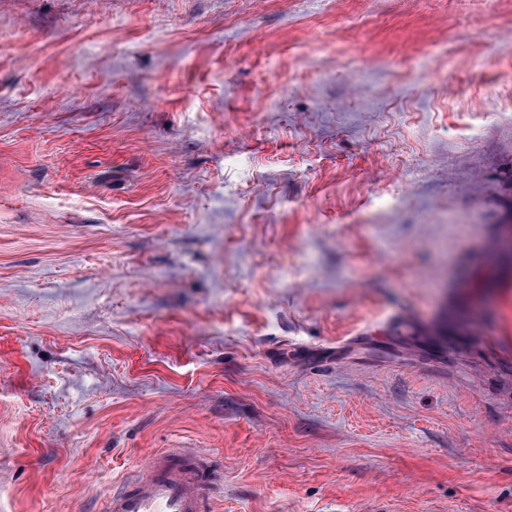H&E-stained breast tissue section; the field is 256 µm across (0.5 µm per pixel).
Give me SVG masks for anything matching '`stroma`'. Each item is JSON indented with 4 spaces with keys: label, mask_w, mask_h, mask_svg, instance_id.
<instances>
[{
    "label": "stroma",
    "mask_w": 512,
    "mask_h": 512,
    "mask_svg": "<svg viewBox=\"0 0 512 512\" xmlns=\"http://www.w3.org/2000/svg\"><path fill=\"white\" fill-rule=\"evenodd\" d=\"M169 448L512 512V0H0V512Z\"/></svg>",
    "instance_id": "stroma-1"
}]
</instances>
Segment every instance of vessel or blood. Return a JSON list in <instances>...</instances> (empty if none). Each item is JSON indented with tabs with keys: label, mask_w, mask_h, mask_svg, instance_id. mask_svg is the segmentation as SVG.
Here are the masks:
<instances>
[{
	"label": "vessel or blood",
	"mask_w": 512,
	"mask_h": 512,
	"mask_svg": "<svg viewBox=\"0 0 512 512\" xmlns=\"http://www.w3.org/2000/svg\"><path fill=\"white\" fill-rule=\"evenodd\" d=\"M209 482L202 460L173 449L154 458L135 481L123 482L104 498L105 512H210L201 495Z\"/></svg>",
	"instance_id": "b4317fda"
}]
</instances>
